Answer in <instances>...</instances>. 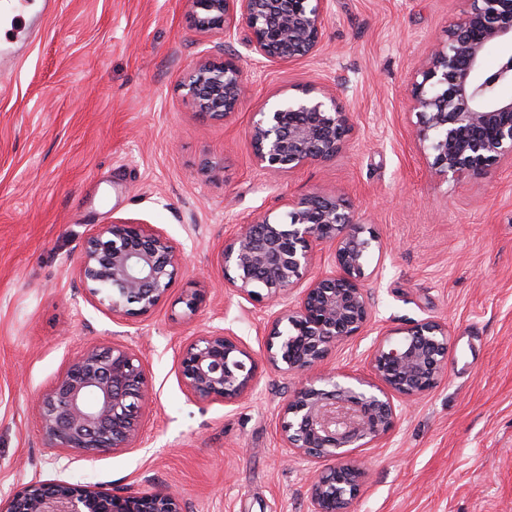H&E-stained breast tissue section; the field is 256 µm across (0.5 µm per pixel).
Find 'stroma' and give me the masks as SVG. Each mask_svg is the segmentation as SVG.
Masks as SVG:
<instances>
[{"instance_id": "obj_1", "label": "stroma", "mask_w": 512, "mask_h": 512, "mask_svg": "<svg viewBox=\"0 0 512 512\" xmlns=\"http://www.w3.org/2000/svg\"><path fill=\"white\" fill-rule=\"evenodd\" d=\"M464 0H328L315 53L250 65L246 30L202 33L185 0H63L20 70L0 68V501L35 482L116 491L168 485L184 512H311L316 462H284L279 411L302 383L262 367L236 404L185 389L183 346L222 328L263 356L267 319L227 288L225 239L289 199L342 196L380 239L365 267L373 320L323 367L369 375L375 347L414 322L448 325L447 363L399 399L384 438L355 449L369 476L352 512H512V161L442 182L409 107L416 70ZM244 60L246 96L223 121L197 114L184 82L204 53ZM315 84L353 131L336 159L271 177L249 137L254 112ZM118 218L162 228L187 257L152 313L113 316L74 273L85 237ZM207 291L189 314L187 289ZM132 348L150 405L141 440L91 457L39 433V400L85 347Z\"/></svg>"}]
</instances>
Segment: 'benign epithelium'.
Instances as JSON below:
<instances>
[{
  "instance_id": "7a95c632",
  "label": "benign epithelium",
  "mask_w": 512,
  "mask_h": 512,
  "mask_svg": "<svg viewBox=\"0 0 512 512\" xmlns=\"http://www.w3.org/2000/svg\"><path fill=\"white\" fill-rule=\"evenodd\" d=\"M200 32L227 35L244 27L253 65L292 63L314 53L322 38L327 0H186ZM416 71L410 103L416 137L432 175L458 181L512 160V96L482 90L512 72V0H467ZM502 48L499 69L483 67L485 50ZM187 95L198 113L224 120L241 106L246 85L235 58L201 57L191 68ZM257 113L249 135L258 166L272 176L336 158L352 131L339 96L312 85ZM330 246L332 270L311 280L303 296L290 291ZM381 248L340 195L305 194L288 210L256 216L224 241V285L265 305L264 360L288 374L321 367L337 343L358 336L372 319L364 285L369 255ZM184 254L160 229L117 219L83 241L75 273L89 295L114 314L146 315L166 297ZM206 300L203 288L186 292L189 313ZM448 356V326L416 322L394 332L371 355V377L332 372L301 385L281 407L285 457L321 463L307 481L312 512H351L368 471L352 458L396 426V397L432 389ZM183 384L198 401L234 404L252 393L260 363L235 336L208 331L180 357ZM139 357L117 343L86 347L61 372L40 403L41 436L48 448L95 455L132 448L149 405ZM0 512H183L167 487L149 493L112 492L69 482L32 483Z\"/></svg>"
}]
</instances>
